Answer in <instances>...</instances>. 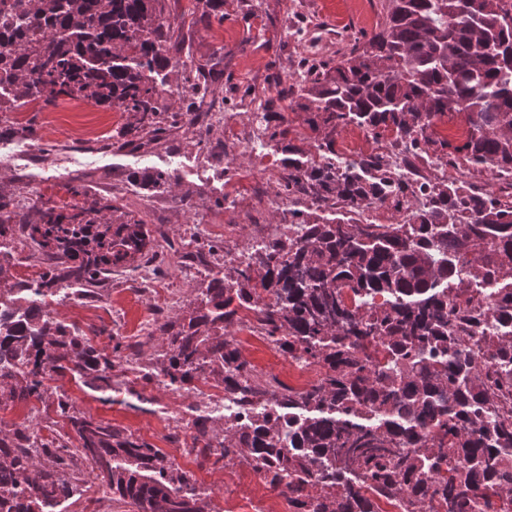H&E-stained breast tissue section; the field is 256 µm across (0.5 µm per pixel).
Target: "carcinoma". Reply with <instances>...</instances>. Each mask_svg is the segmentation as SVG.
<instances>
[{
	"mask_svg": "<svg viewBox=\"0 0 512 512\" xmlns=\"http://www.w3.org/2000/svg\"><path fill=\"white\" fill-rule=\"evenodd\" d=\"M164 9L165 0H0V18L15 28L0 38V105L45 92L107 104L134 118L121 135L146 130L158 140L165 118L155 74L169 64ZM178 62L195 73L176 90L188 100L176 122L191 130L196 103L215 90L201 67ZM299 98L314 133L355 125L378 138L391 129L408 158L512 172V0H389L384 21L335 66L304 72ZM266 108L260 103L257 115L262 135L290 154L280 185L287 191L300 178L309 197L308 211L292 214L299 237L252 251L244 266L220 267L188 315L156 319L139 345L157 341L168 351L141 380L160 374L181 389L201 378L245 406L265 399L270 414L226 418L220 430L213 419L202 424L196 463L258 465L294 512H375L380 499L403 512H494L512 496V410L498 394L512 387V335L486 330L512 320V195L425 181L408 221L363 224L360 210L411 195L412 184L388 170L372 175L381 152L341 174L297 158L288 120ZM462 112V145L434 137L436 120ZM329 200L348 219H319ZM17 229L40 234L37 287L68 283L86 298L141 263L152 242L148 225L110 201L47 208L41 223ZM17 229L0 218V234ZM9 259L0 252V304L22 309L28 284L10 281ZM474 284L497 285L496 298L455 308ZM243 310L323 377L305 391L244 377L231 336ZM484 343L494 372L475 362ZM129 349L118 340L109 358L94 337L34 312L0 324V396L42 403L53 395L68 427L38 453L29 433L0 428V512H62L84 471L118 508L212 512L209 496L161 449L78 411L48 384L70 375L112 392V371Z\"/></svg>",
	"mask_w": 512,
	"mask_h": 512,
	"instance_id": "obj_1",
	"label": "carcinoma"
}]
</instances>
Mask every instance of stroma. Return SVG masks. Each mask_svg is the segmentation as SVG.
I'll return each instance as SVG.
<instances>
[{
	"label": "stroma",
	"mask_w": 512,
	"mask_h": 512,
	"mask_svg": "<svg viewBox=\"0 0 512 512\" xmlns=\"http://www.w3.org/2000/svg\"><path fill=\"white\" fill-rule=\"evenodd\" d=\"M165 4V22L173 32L171 54L190 55L216 89L215 99L205 100L201 111L230 113L234 125L247 130L253 117L242 98L246 89H255L274 111L285 114L292 144L308 154L315 152L319 137L310 130L306 112L289 109L280 97L281 92L298 91L295 72L304 50L297 29L316 20L326 31L343 33V40L329 45L323 56L333 64L349 51L353 40L376 27L387 7L386 0H224V19L219 22L208 0H165ZM132 120L129 113L75 100L42 98L13 107L8 139L33 144L34 151L23 166L0 162V200L15 206L24 195H32L26 215L37 223L42 210L75 185L83 188L87 200H115L151 228H164L171 243L187 240L193 224L212 227L198 235V243L223 242L225 225H242L243 218L241 210L225 203L224 185L215 176L229 167L251 168L253 154L247 151L226 160L220 123L203 126L196 135L172 128L156 144L134 148L120 135ZM174 167L180 170L176 184L158 192L143 190L133 180L138 173ZM152 278L166 290L162 300L134 298L142 282L137 270L129 269L113 275L101 300L64 307L58 318L83 329L108 327L117 319L134 337L150 316H185L188 304L208 284L206 274L173 268L165 261L153 263ZM62 385L78 409L153 445L162 424L155 413L157 405L181 408L192 402L186 391L156 386L147 390L148 403L133 408L123 392L104 403L70 379H63Z\"/></svg>",
	"instance_id": "stroma-1"
}]
</instances>
